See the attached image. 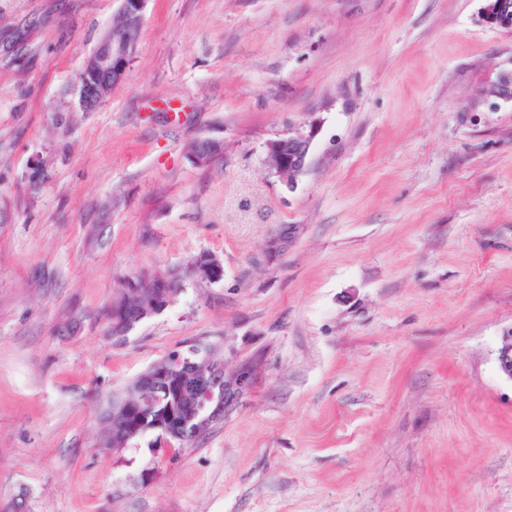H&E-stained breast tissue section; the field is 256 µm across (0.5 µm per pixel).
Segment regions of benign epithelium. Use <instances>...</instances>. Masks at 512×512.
<instances>
[{"mask_svg":"<svg viewBox=\"0 0 512 512\" xmlns=\"http://www.w3.org/2000/svg\"><path fill=\"white\" fill-rule=\"evenodd\" d=\"M120 6L113 19V27L102 37L93 52L87 57L77 87L80 109L89 112L95 109L109 89L120 81L131 60L137 35L143 20L147 0H119ZM484 23L512 33V0H484L481 7ZM313 140L312 134L295 133L288 137L271 140L266 145L265 165L269 171L281 177V181L292 184L302 173ZM191 269L196 279L217 283L224 276V267L219 258L200 255L192 261ZM140 284L132 279L112 301L110 309L126 311L136 308L134 320L116 329V337L127 336L136 324L163 311L177 295L174 289L166 290L154 305L144 307L137 297ZM210 346L192 343L184 352L172 353L169 364L151 372L136 384L142 397L158 390L161 384L175 381L178 398L186 405L187 419L176 425L174 437H182V428L192 424L194 435L206 432L209 427L224 416V396H215L216 385L207 378L212 371ZM498 369L505 378L512 381V327L503 332L497 348ZM139 403L129 399L124 391L112 396V438L126 441L135 436L139 427L126 424V418Z\"/></svg>","mask_w":512,"mask_h":512,"instance_id":"obj_1","label":"benign epithelium"}]
</instances>
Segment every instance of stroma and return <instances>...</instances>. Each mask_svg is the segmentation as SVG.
<instances>
[{"instance_id": "1", "label": "stroma", "mask_w": 512, "mask_h": 512, "mask_svg": "<svg viewBox=\"0 0 512 512\" xmlns=\"http://www.w3.org/2000/svg\"><path fill=\"white\" fill-rule=\"evenodd\" d=\"M482 0H0V503L29 512H512V33ZM313 132L287 187L267 142ZM213 143L197 162L191 149ZM210 253L127 337L128 279ZM217 347L190 448L101 442L170 352ZM113 27L87 57L77 87L80 109H95L120 81L131 60L147 0H119ZM496 360L501 375L512 381V328L503 332L497 348Z\"/></svg>"}]
</instances>
